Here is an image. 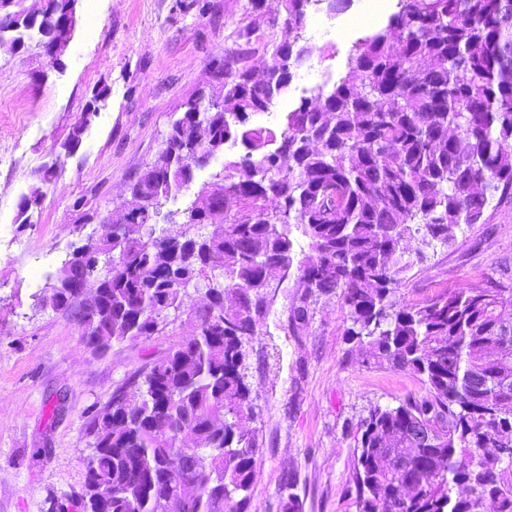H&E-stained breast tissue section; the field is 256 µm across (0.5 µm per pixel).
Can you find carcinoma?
I'll list each match as a JSON object with an SVG mask.
<instances>
[{"mask_svg":"<svg viewBox=\"0 0 512 512\" xmlns=\"http://www.w3.org/2000/svg\"><path fill=\"white\" fill-rule=\"evenodd\" d=\"M20 2L0 0V47L63 53L78 0H43L36 15ZM350 3L248 0L293 39L272 45L257 78L252 32L240 30L216 69L219 95L188 100L130 181V221L102 219L105 232L69 252L65 265L109 264L94 309L64 280L49 284L53 308L79 318L94 351L160 336L172 315L191 329L92 419L85 512H242L258 450L243 428L254 418L249 344L291 284L303 292L289 330L334 296L364 363L407 369L424 386L360 420L358 512H512V319L503 318L512 287L401 296L425 259L407 256V240L448 248L497 194L512 193V0H396L385 28L354 42L330 89L300 97L276 128L250 125L309 60L310 11ZM101 97L92 90L65 155L79 149ZM228 143L242 151L184 207L166 209L208 164L202 154ZM42 200L37 188L22 197L19 223ZM189 282L204 287V304L186 305ZM185 483L197 488L189 499Z\"/></svg>","mask_w":512,"mask_h":512,"instance_id":"carcinoma-1","label":"carcinoma"}]
</instances>
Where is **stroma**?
<instances>
[{"mask_svg":"<svg viewBox=\"0 0 512 512\" xmlns=\"http://www.w3.org/2000/svg\"><path fill=\"white\" fill-rule=\"evenodd\" d=\"M247 0H78L76 26L51 65L37 49L0 47V512H57L81 493L93 452L88 424L129 374L158 357L188 328L88 348L66 314L45 307L47 274L58 273L77 242L76 199L116 217L127 184L155 159L184 103L217 81L215 59L239 27L263 44L287 39L284 26L246 11ZM368 0L337 14L312 12L304 37L310 62L272 115L280 123L300 96L331 87L345 72L353 43L383 28L394 0H380L375 23L362 21ZM105 97L85 125L79 151L62 158L52 183L36 173L85 112L92 88ZM44 200L32 224L16 221L34 186ZM512 283V195L495 197L485 221L462 227L453 246L428 252L401 292L421 302L455 288ZM299 289L279 293L266 327L250 343V380L257 434L255 479L247 512H286L285 481L295 483L297 512H357L353 487L355 430L371 406L395 405L421 392L409 371L368 366L350 352L345 312L334 297L313 304L301 335L288 333Z\"/></svg>","mask_w":512,"mask_h":512,"instance_id":"stroma-1","label":"stroma"}]
</instances>
